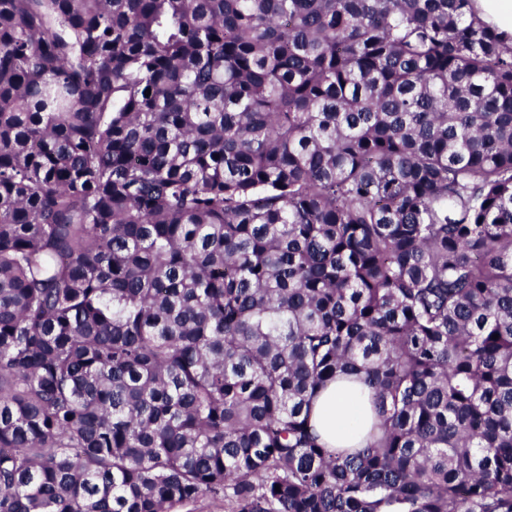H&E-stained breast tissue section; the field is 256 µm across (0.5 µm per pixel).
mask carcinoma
Listing matches in <instances>:
<instances>
[{
  "instance_id": "obj_1",
  "label": "carcinoma",
  "mask_w": 512,
  "mask_h": 512,
  "mask_svg": "<svg viewBox=\"0 0 512 512\" xmlns=\"http://www.w3.org/2000/svg\"><path fill=\"white\" fill-rule=\"evenodd\" d=\"M203 498L512 512V37L472 0H0V512ZM373 415L370 392L359 381L328 385L313 401L311 412L315 430L329 450L360 443Z\"/></svg>"
}]
</instances>
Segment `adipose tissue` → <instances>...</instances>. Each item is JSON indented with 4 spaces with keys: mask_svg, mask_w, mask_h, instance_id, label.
Masks as SVG:
<instances>
[{
    "mask_svg": "<svg viewBox=\"0 0 512 512\" xmlns=\"http://www.w3.org/2000/svg\"><path fill=\"white\" fill-rule=\"evenodd\" d=\"M311 417L328 449L358 444L373 417L370 392L358 381L332 383L314 400Z\"/></svg>",
    "mask_w": 512,
    "mask_h": 512,
    "instance_id": "obj_1",
    "label": "adipose tissue"
}]
</instances>
